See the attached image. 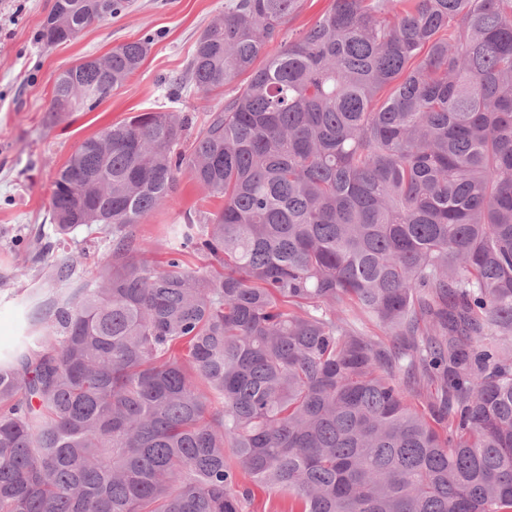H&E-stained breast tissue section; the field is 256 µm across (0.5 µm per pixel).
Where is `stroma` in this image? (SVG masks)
Instances as JSON below:
<instances>
[{
	"label": "stroma",
	"mask_w": 512,
	"mask_h": 512,
	"mask_svg": "<svg viewBox=\"0 0 512 512\" xmlns=\"http://www.w3.org/2000/svg\"><path fill=\"white\" fill-rule=\"evenodd\" d=\"M52 3L0 0V352L13 349L23 336L36 335L40 324L28 318L35 304H52L70 288L94 281L107 260L109 244L93 229H82L56 246L43 266L32 264L29 254L15 246L19 237L33 239L50 231L51 184L78 145L145 110L188 113L197 130L224 101L220 91L206 96L188 91L173 99L161 80L184 72L198 36L223 14L225 0H129L121 15L94 23L70 42L47 47L38 32ZM143 36L151 38V49L124 85L95 108L50 116L54 82L62 71ZM178 196L179 205L158 209L139 225L160 264L167 258L164 225L182 223L184 210L200 203L203 192L185 178ZM81 252L86 259L70 286L52 282L50 265Z\"/></svg>",
	"instance_id": "obj_1"
}]
</instances>
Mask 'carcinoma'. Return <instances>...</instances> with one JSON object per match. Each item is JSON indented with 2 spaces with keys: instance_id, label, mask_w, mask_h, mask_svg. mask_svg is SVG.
I'll list each match as a JSON object with an SVG mask.
<instances>
[{
  "instance_id": "cac0c4a2",
  "label": "carcinoma",
  "mask_w": 512,
  "mask_h": 512,
  "mask_svg": "<svg viewBox=\"0 0 512 512\" xmlns=\"http://www.w3.org/2000/svg\"><path fill=\"white\" fill-rule=\"evenodd\" d=\"M302 2L205 27L175 90L231 91L192 140L138 112L56 173V241L94 226L109 261L0 358V512H250L256 487L272 512H512V0H330L287 35ZM127 7L54 0L39 39ZM150 45L60 73L51 116ZM184 175L216 206L160 270L138 225ZM429 386L439 430L404 396Z\"/></svg>"
}]
</instances>
